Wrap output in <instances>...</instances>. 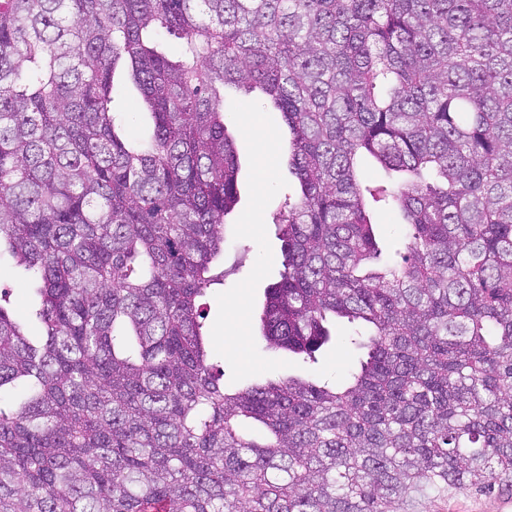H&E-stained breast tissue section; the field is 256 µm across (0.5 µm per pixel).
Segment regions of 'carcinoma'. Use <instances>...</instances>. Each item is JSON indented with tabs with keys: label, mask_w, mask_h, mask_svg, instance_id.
I'll return each instance as SVG.
<instances>
[{
	"label": "carcinoma",
	"mask_w": 512,
	"mask_h": 512,
	"mask_svg": "<svg viewBox=\"0 0 512 512\" xmlns=\"http://www.w3.org/2000/svg\"><path fill=\"white\" fill-rule=\"evenodd\" d=\"M228 87L281 111L300 185L261 336L314 363L329 317L368 326L340 387L227 393L212 363ZM365 155L401 179L366 184ZM375 204L405 219L382 265ZM2 255L44 336L0 295V512H406L507 483L512 0H0ZM114 84L117 90L115 108L118 112H124L126 104L135 102L139 94L124 73L117 72Z\"/></svg>",
	"instance_id": "carcinoma-1"
}]
</instances>
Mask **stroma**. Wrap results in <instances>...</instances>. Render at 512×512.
<instances>
[{"label": "stroma", "mask_w": 512, "mask_h": 512, "mask_svg": "<svg viewBox=\"0 0 512 512\" xmlns=\"http://www.w3.org/2000/svg\"><path fill=\"white\" fill-rule=\"evenodd\" d=\"M226 106L235 120L228 132L239 157L238 203L225 218L227 241L223 284L212 286L205 302V332L214 343L228 390L288 376L343 384L361 356L348 339L347 321L331 322L332 338L314 364L287 351L268 348L258 330L265 290L279 278L281 243L274 218L289 197L299 194L288 169V131L279 113L268 107L260 92L228 91ZM7 290L9 306L25 320L29 335L41 333L31 314L33 284L9 258L0 259V290ZM411 512H512V485L492 491L452 490L447 495L418 500Z\"/></svg>", "instance_id": "obj_1"}]
</instances>
